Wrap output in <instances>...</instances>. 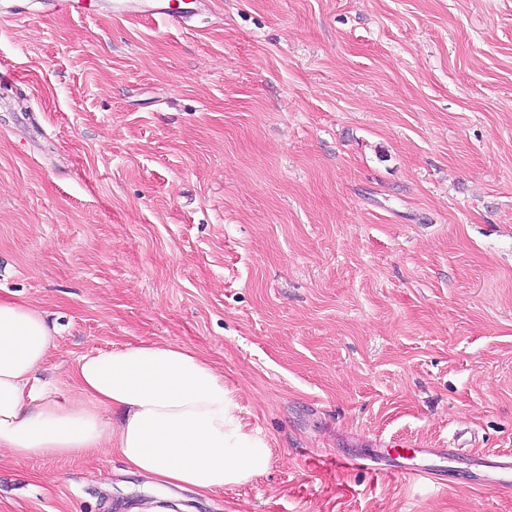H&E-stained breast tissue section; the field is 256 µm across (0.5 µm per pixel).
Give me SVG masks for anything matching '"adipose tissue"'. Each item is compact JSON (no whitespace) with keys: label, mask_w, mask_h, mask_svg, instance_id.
I'll return each instance as SVG.
<instances>
[{"label":"adipose tissue","mask_w":512,"mask_h":512,"mask_svg":"<svg viewBox=\"0 0 512 512\" xmlns=\"http://www.w3.org/2000/svg\"><path fill=\"white\" fill-rule=\"evenodd\" d=\"M59 338L46 314L0 299V452L21 461L79 459L116 449L155 491L205 499L265 471L270 450L245 431L223 375L178 344L129 343L82 356L77 394L38 374ZM117 412V422L103 418Z\"/></svg>","instance_id":"obj_1"}]
</instances>
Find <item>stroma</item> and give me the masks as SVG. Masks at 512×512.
<instances>
[{
  "label": "stroma",
  "mask_w": 512,
  "mask_h": 512,
  "mask_svg": "<svg viewBox=\"0 0 512 512\" xmlns=\"http://www.w3.org/2000/svg\"><path fill=\"white\" fill-rule=\"evenodd\" d=\"M0 298L81 356L198 352L266 472L172 512H512L338 452L512 454V0H208L0 19ZM109 452L0 459V512H131ZM40 0L36 12L64 13L88 17L92 12L114 17L136 16L162 19L180 28L192 27L201 14L203 0Z\"/></svg>",
  "instance_id": "stroma-1"
}]
</instances>
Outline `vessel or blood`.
Masks as SVG:
<instances>
[{
  "mask_svg": "<svg viewBox=\"0 0 512 512\" xmlns=\"http://www.w3.org/2000/svg\"><path fill=\"white\" fill-rule=\"evenodd\" d=\"M203 0H40L46 13L85 17L90 13L115 17L136 16L162 19L189 28L201 14ZM383 462L391 474L404 477H432L446 485L479 481L495 488L512 486V458L493 453L470 454L456 443L444 448H375L368 453L345 451L337 464Z\"/></svg>",
  "mask_w": 512,
  "mask_h": 512,
  "instance_id": "vessel-or-blood-1",
  "label": "vessel or blood"
}]
</instances>
